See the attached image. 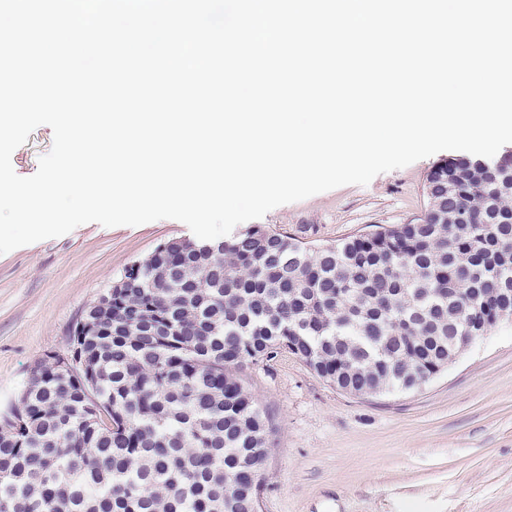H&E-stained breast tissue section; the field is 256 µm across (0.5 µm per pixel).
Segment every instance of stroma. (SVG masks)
Instances as JSON below:
<instances>
[{"mask_svg":"<svg viewBox=\"0 0 512 512\" xmlns=\"http://www.w3.org/2000/svg\"><path fill=\"white\" fill-rule=\"evenodd\" d=\"M53 141L36 128L12 155L33 175ZM434 154L284 204L259 218L312 245L421 215ZM182 222L86 223L0 255V416L37 362L67 353L85 309L160 244L191 238ZM241 377L275 415L262 465L261 512H512V321L475 339L422 389L357 397L293 354L247 363Z\"/></svg>","mask_w":512,"mask_h":512,"instance_id":"obj_1","label":"stroma"}]
</instances>
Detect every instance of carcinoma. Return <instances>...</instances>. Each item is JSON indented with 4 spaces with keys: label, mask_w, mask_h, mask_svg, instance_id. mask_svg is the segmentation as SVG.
I'll list each match as a JSON object with an SVG mask.
<instances>
[{
    "label": "carcinoma",
    "mask_w": 512,
    "mask_h": 512,
    "mask_svg": "<svg viewBox=\"0 0 512 512\" xmlns=\"http://www.w3.org/2000/svg\"><path fill=\"white\" fill-rule=\"evenodd\" d=\"M425 191L336 244L251 227L132 264L78 365L36 364L0 422V512H253L276 423L237 370L282 350L355 396L428 384L512 308V153L444 160Z\"/></svg>",
    "instance_id": "carcinoma-1"
}]
</instances>
